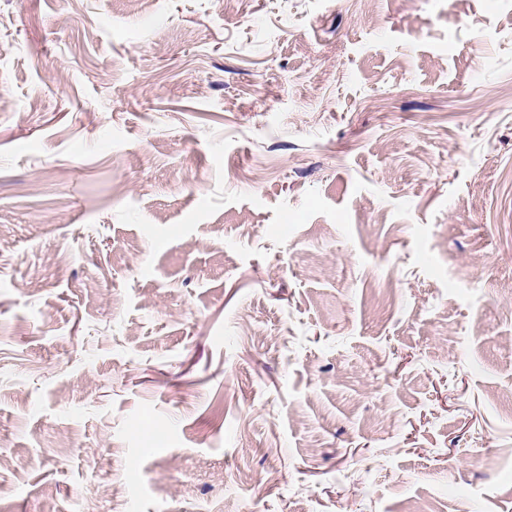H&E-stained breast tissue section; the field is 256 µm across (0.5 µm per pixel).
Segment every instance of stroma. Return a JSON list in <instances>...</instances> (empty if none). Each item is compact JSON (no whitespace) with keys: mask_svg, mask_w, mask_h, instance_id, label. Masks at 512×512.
<instances>
[{"mask_svg":"<svg viewBox=\"0 0 512 512\" xmlns=\"http://www.w3.org/2000/svg\"><path fill=\"white\" fill-rule=\"evenodd\" d=\"M0 512H512V0H0Z\"/></svg>","mask_w":512,"mask_h":512,"instance_id":"1","label":"stroma"}]
</instances>
